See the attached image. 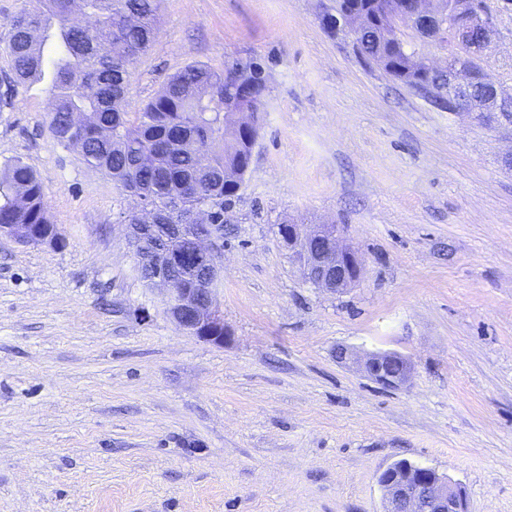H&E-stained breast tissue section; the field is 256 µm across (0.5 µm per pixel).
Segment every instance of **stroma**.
I'll return each mask as SVG.
<instances>
[{
  "instance_id": "stroma-1",
  "label": "stroma",
  "mask_w": 512,
  "mask_h": 512,
  "mask_svg": "<svg viewBox=\"0 0 512 512\" xmlns=\"http://www.w3.org/2000/svg\"><path fill=\"white\" fill-rule=\"evenodd\" d=\"M476 61L512 97V0ZM334 0H162L130 110L185 65L265 73L262 125L224 213L229 331L179 330L146 287L131 197L60 145L44 83L13 84L0 170L41 179L63 242L0 237V512H384L408 460L512 512V121L451 112L326 31ZM341 224L362 261L313 287L282 222ZM396 352L386 389L337 360Z\"/></svg>"
}]
</instances>
